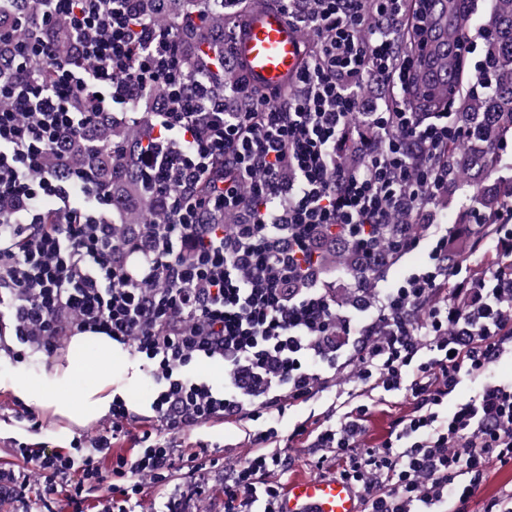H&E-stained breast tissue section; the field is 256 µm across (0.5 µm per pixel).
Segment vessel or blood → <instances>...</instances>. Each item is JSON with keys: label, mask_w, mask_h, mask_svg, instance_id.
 Segmentation results:
<instances>
[{"label": "vessel or blood", "mask_w": 512, "mask_h": 512, "mask_svg": "<svg viewBox=\"0 0 512 512\" xmlns=\"http://www.w3.org/2000/svg\"><path fill=\"white\" fill-rule=\"evenodd\" d=\"M427 15L433 25L426 39L425 53L435 58L432 71L423 74L422 86L430 96H445L453 75L448 58L454 37L448 31L447 0H428ZM304 37L287 14L279 8L252 9L236 33L232 45L252 83L272 91L289 86L299 72ZM278 512H362L353 488L336 479H299L292 482L279 504Z\"/></svg>", "instance_id": "1"}]
</instances>
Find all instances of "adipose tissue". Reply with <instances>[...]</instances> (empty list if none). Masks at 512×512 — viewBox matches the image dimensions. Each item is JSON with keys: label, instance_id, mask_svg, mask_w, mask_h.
<instances>
[{"label": "adipose tissue", "instance_id": "adipose-tissue-1", "mask_svg": "<svg viewBox=\"0 0 512 512\" xmlns=\"http://www.w3.org/2000/svg\"><path fill=\"white\" fill-rule=\"evenodd\" d=\"M117 349L111 338L91 331L73 336L68 362L53 372L24 378L0 372V391L20 394L26 405L43 409L72 426L85 427L106 417L121 388L112 371Z\"/></svg>", "mask_w": 512, "mask_h": 512}]
</instances>
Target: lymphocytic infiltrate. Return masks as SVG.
<instances>
[{
    "mask_svg": "<svg viewBox=\"0 0 512 512\" xmlns=\"http://www.w3.org/2000/svg\"><path fill=\"white\" fill-rule=\"evenodd\" d=\"M281 2L319 42L280 99L238 78L213 98L212 73L186 74L179 34L158 30L138 0H49L40 25L69 22L77 65L59 67L49 89L33 77L0 86L9 102L0 109V197L12 202L0 210V358L51 356L92 330L156 386L133 455L111 453L138 416L119 396L106 425L69 451L16 446L26 467L0 468V499L18 512H34V472L46 504L108 488L99 512H137L147 489L168 488L186 464L205 483L219 466L209 445L195 441L186 454L176 440L215 421L245 429L251 444L224 467V512H275L288 471L276 418L346 370L365 387L403 393L410 410L369 446V405L339 388L330 416L291 436L309 438L314 468L349 483L362 512H448L471 500L491 463L512 465V380L494 374L512 361V207L469 233L475 265L449 264L448 227L430 222L448 169L411 151L439 153L469 131L447 111L380 94L390 82L411 92L419 76V56L394 35L404 0ZM158 88L159 129L137 162L171 221L120 241L108 193L68 170L66 144L131 115ZM217 156L227 173L199 195ZM76 188L89 207L71 206ZM400 212L431 224L425 238L401 228L408 250L432 241L427 266L371 301H340L317 263L322 241L340 232L362 263L383 262L367 242ZM201 361L223 364L222 386L193 372ZM466 379L478 385L469 396L459 393ZM105 455L107 475L96 464Z\"/></svg>",
    "mask_w": 512,
    "mask_h": 512,
    "instance_id": "obj_1",
    "label": "lymphocytic infiltrate"
}]
</instances>
